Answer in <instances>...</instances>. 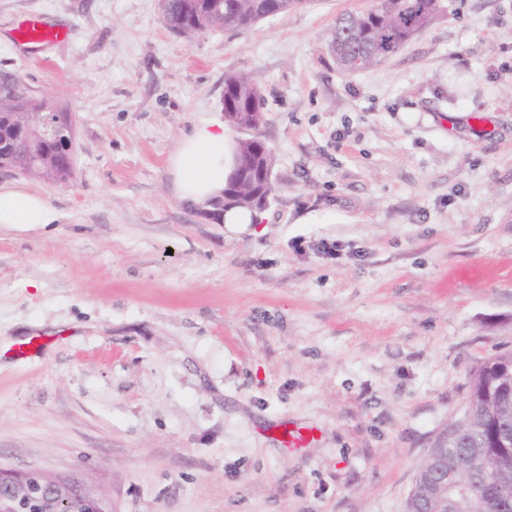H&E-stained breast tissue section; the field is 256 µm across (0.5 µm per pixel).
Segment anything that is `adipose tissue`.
Wrapping results in <instances>:
<instances>
[{"label":"adipose tissue","instance_id":"ef3b65f1","mask_svg":"<svg viewBox=\"0 0 512 512\" xmlns=\"http://www.w3.org/2000/svg\"><path fill=\"white\" fill-rule=\"evenodd\" d=\"M234 144L223 124L201 121L184 134L170 158L176 197L196 204L222 196L233 164ZM56 211L43 197L0 185V224L32 227L55 223Z\"/></svg>","mask_w":512,"mask_h":512}]
</instances>
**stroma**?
Instances as JSON below:
<instances>
[{"label": "stroma", "mask_w": 512, "mask_h": 512, "mask_svg": "<svg viewBox=\"0 0 512 512\" xmlns=\"http://www.w3.org/2000/svg\"><path fill=\"white\" fill-rule=\"evenodd\" d=\"M447 2L346 74L331 34L371 0L191 40L159 0H0V76L76 116L69 182L0 171L59 215L0 224V466L113 512H405L471 370L512 351V0ZM26 17L67 36L23 43ZM241 74L277 192L230 239L169 158Z\"/></svg>", "instance_id": "stroma-1"}]
</instances>
